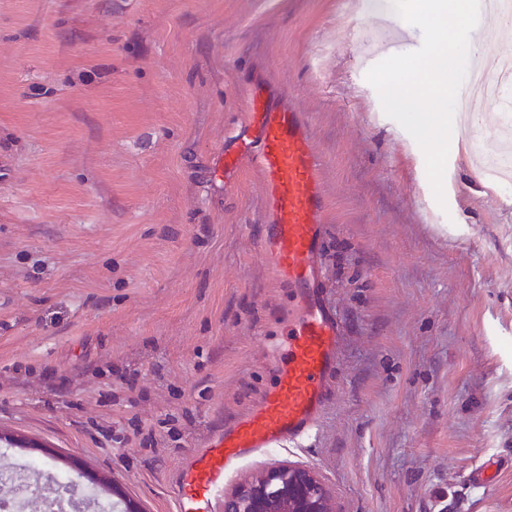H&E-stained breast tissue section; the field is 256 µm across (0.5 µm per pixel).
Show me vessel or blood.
Instances as JSON below:
<instances>
[{"label":"vessel or blood","instance_id":"vessel-or-blood-1","mask_svg":"<svg viewBox=\"0 0 512 512\" xmlns=\"http://www.w3.org/2000/svg\"><path fill=\"white\" fill-rule=\"evenodd\" d=\"M242 135L224 171L236 172L245 157L263 179L264 248L277 282L293 293L294 316L274 385L172 473L176 512H222L224 475L233 465L309 437L325 412L337 364L340 323L317 264L326 238V201L311 127L296 108L267 106L247 112Z\"/></svg>","mask_w":512,"mask_h":512}]
</instances>
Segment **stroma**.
Instances as JSON below:
<instances>
[{
  "instance_id": "obj_1",
  "label": "stroma",
  "mask_w": 512,
  "mask_h": 512,
  "mask_svg": "<svg viewBox=\"0 0 512 512\" xmlns=\"http://www.w3.org/2000/svg\"><path fill=\"white\" fill-rule=\"evenodd\" d=\"M369 2L0 0V468L175 512L172 472L273 384L292 295L261 175H224L256 88L311 122L343 331L311 437L225 488L291 462L339 512H512V188L455 137L437 204L366 79L422 32Z\"/></svg>"
}]
</instances>
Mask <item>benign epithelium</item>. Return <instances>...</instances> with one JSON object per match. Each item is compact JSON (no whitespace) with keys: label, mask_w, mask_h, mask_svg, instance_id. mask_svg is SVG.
Here are the masks:
<instances>
[{"label":"benign epithelium","mask_w":512,"mask_h":512,"mask_svg":"<svg viewBox=\"0 0 512 512\" xmlns=\"http://www.w3.org/2000/svg\"><path fill=\"white\" fill-rule=\"evenodd\" d=\"M118 512H144L117 482H112ZM224 512H338L336 497L314 468L279 464L248 476L224 492Z\"/></svg>","instance_id":"obj_1"}]
</instances>
